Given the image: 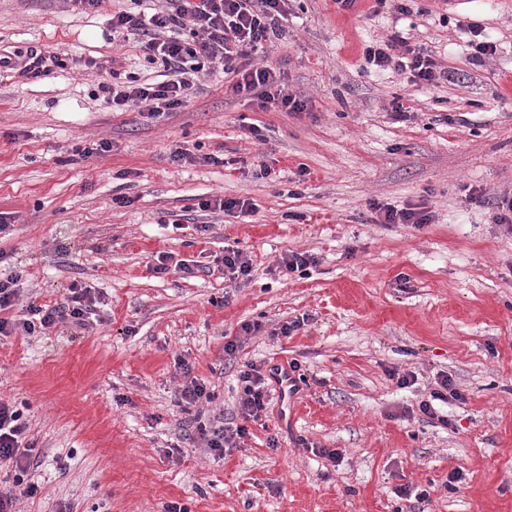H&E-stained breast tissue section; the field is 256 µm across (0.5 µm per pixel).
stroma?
Instances as JSON below:
<instances>
[{"label": "stroma", "instance_id": "obj_1", "mask_svg": "<svg viewBox=\"0 0 512 512\" xmlns=\"http://www.w3.org/2000/svg\"><path fill=\"white\" fill-rule=\"evenodd\" d=\"M160 4L0 0V275L20 290L5 315L75 283L101 296L87 329L0 335V399L23 413L39 486L18 512H512V231L474 200L512 196V0H414L403 20L391 4L288 0L265 63L304 111L227 95L220 74L158 117L107 107L112 84L170 80L112 29L115 12ZM470 24L495 57L471 60ZM395 26L441 64L437 86L365 63ZM43 50L57 62L39 77ZM224 196L253 214L199 207ZM378 204L432 220L381 224ZM228 248L249 279L225 277ZM294 252L314 265L280 269ZM246 322L260 331L225 359ZM182 360L230 421L242 365L294 360L306 380L288 403L271 389L219 454L190 438ZM444 376L460 396L443 425L419 406Z\"/></svg>", "mask_w": 512, "mask_h": 512}]
</instances>
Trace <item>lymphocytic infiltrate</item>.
<instances>
[{"label": "lymphocytic infiltrate", "instance_id": "f902f5d3", "mask_svg": "<svg viewBox=\"0 0 512 512\" xmlns=\"http://www.w3.org/2000/svg\"><path fill=\"white\" fill-rule=\"evenodd\" d=\"M286 0H163L156 12L146 15L120 11L112 17V27L137 36L147 57L160 58L175 74L174 80L159 84L113 85L107 103L112 107L144 105L155 116L175 110L186 101L193 75L207 70L224 74L226 92L255 98L259 108L277 106L301 112L305 102L286 93L285 75L259 65L258 55L266 53L279 36V22L286 14ZM189 30L182 38L181 30ZM366 62L380 69L394 68L406 74L410 85H433L442 77L439 63L426 50L413 46L402 31H392L382 43L366 46ZM91 289L71 286L63 302L53 305L28 304L23 318L11 322L0 318V334L22 332L31 336L61 323L87 328L95 311ZM183 384L177 403L192 413L195 431L206 448L223 451L239 447L248 429L247 422L258 421L268 404V378L261 366L246 364L238 377V423L223 415L201 416L198 404L210 401L206 385L193 376L189 364H182ZM32 465V445L22 413L11 403L0 400V467L12 472V480H0V512H16L20 498L36 494L34 483L25 477Z\"/></svg>", "mask_w": 512, "mask_h": 512}]
</instances>
